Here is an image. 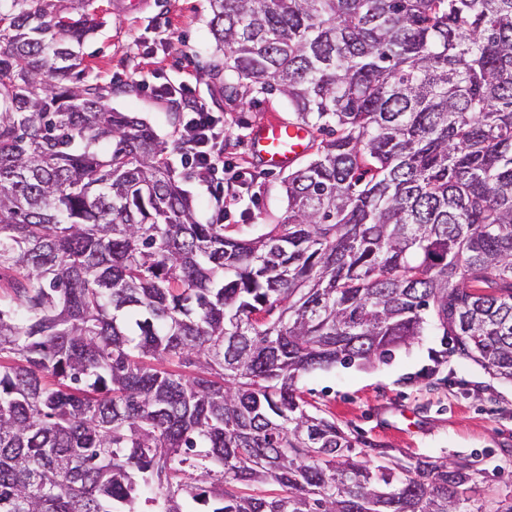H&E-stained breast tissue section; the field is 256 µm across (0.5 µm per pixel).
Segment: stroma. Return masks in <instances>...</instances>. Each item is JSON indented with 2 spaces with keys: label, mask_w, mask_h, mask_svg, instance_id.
<instances>
[{
  "label": "stroma",
  "mask_w": 512,
  "mask_h": 512,
  "mask_svg": "<svg viewBox=\"0 0 512 512\" xmlns=\"http://www.w3.org/2000/svg\"><path fill=\"white\" fill-rule=\"evenodd\" d=\"M99 28L81 48L78 77L103 87L108 103L149 122L167 146L181 187L203 224L224 219L232 229L281 224L287 216L284 172L250 154L254 129L267 119H293L272 94L249 104L224 97V78L211 73L219 54L209 32V0H93ZM186 83L224 125V161L250 191L217 211L206 185L183 165L178 149L182 111L161 87ZM299 387L321 412L352 436L391 454L474 460L475 497L495 512L512 499V383L493 378L471 360L444 354L438 336L420 337L367 367L336 366L304 375Z\"/></svg>",
  "instance_id": "stroma-1"
}]
</instances>
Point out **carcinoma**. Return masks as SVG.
<instances>
[{
	"label": "carcinoma",
	"mask_w": 512,
	"mask_h": 512,
	"mask_svg": "<svg viewBox=\"0 0 512 512\" xmlns=\"http://www.w3.org/2000/svg\"><path fill=\"white\" fill-rule=\"evenodd\" d=\"M209 3L224 98L311 131L251 237L77 80L92 0H0V512H467L298 383L427 331L512 382V0Z\"/></svg>",
	"instance_id": "obj_1"
}]
</instances>
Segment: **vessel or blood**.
I'll use <instances>...</instances> for the list:
<instances>
[{"mask_svg": "<svg viewBox=\"0 0 512 512\" xmlns=\"http://www.w3.org/2000/svg\"><path fill=\"white\" fill-rule=\"evenodd\" d=\"M309 144L308 128L273 118L256 128L250 148L253 156L263 166L284 169L304 157Z\"/></svg>", "mask_w": 512, "mask_h": 512, "instance_id": "obj_1", "label": "vessel or blood"}]
</instances>
